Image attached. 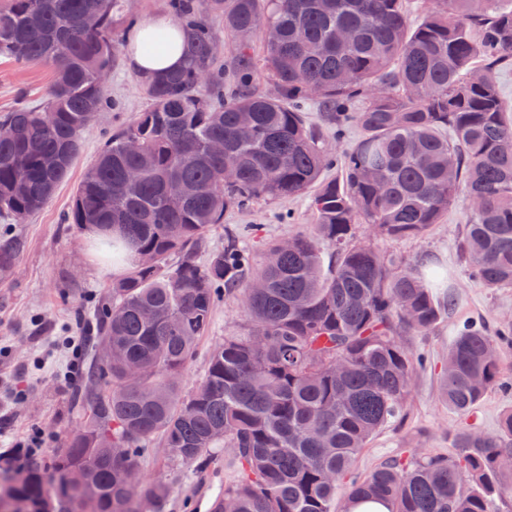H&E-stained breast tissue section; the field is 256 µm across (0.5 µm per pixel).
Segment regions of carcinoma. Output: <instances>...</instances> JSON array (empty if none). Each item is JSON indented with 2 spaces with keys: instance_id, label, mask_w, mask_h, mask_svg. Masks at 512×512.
<instances>
[{
  "instance_id": "obj_1",
  "label": "carcinoma",
  "mask_w": 512,
  "mask_h": 512,
  "mask_svg": "<svg viewBox=\"0 0 512 512\" xmlns=\"http://www.w3.org/2000/svg\"><path fill=\"white\" fill-rule=\"evenodd\" d=\"M124 2L0 0V59L53 69L44 101L0 114V220L41 210L82 131L112 110L104 81L124 43ZM409 2L167 0L186 63L142 81L151 107L108 138L67 215L112 237L131 272L112 284L111 302L80 316L101 341L74 396L79 421L51 467L20 469L0 454V512H146L168 489L129 474L155 440L198 470L233 449V480L213 512H351L376 501L389 512H498L512 493V411L495 433L456 434L452 454L415 452L354 472L370 440L403 418L424 365L394 333L423 335L451 308L409 260L356 243L355 225L418 236L463 203L469 275L512 288V107L496 81L512 61V0H428L416 26ZM217 18L237 54L227 85ZM268 27L272 96L253 86L254 41ZM311 103L336 140L360 131L342 159L307 126ZM305 194L315 224L290 248L268 244L258 264L250 230L232 227L210 248L226 212ZM144 254L153 262L141 264ZM16 256L14 242L0 243V276ZM222 296L237 301L249 332L224 337L186 395L175 378ZM511 335L508 321L459 331L440 384L448 410L464 415L490 389L509 388L496 346Z\"/></svg>"
}]
</instances>
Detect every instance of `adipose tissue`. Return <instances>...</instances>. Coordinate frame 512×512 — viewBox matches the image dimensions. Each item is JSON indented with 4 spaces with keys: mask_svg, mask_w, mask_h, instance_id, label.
Instances as JSON below:
<instances>
[{
    "mask_svg": "<svg viewBox=\"0 0 512 512\" xmlns=\"http://www.w3.org/2000/svg\"><path fill=\"white\" fill-rule=\"evenodd\" d=\"M167 29L172 35L173 45L169 51L157 56L142 52V39L155 29ZM127 56L130 66L141 76L151 78L159 74L178 70L184 59V34L177 20L168 14L149 16L138 20L132 32L126 37Z\"/></svg>",
    "mask_w": 512,
    "mask_h": 512,
    "instance_id": "ef3b65f1",
    "label": "adipose tissue"
}]
</instances>
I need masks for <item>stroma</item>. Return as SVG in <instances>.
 I'll use <instances>...</instances> for the list:
<instances>
[{
  "label": "stroma",
  "instance_id": "obj_1",
  "mask_svg": "<svg viewBox=\"0 0 512 512\" xmlns=\"http://www.w3.org/2000/svg\"><path fill=\"white\" fill-rule=\"evenodd\" d=\"M51 80L49 64L24 67L1 61L0 112L24 100L42 101ZM106 92L118 102V109L103 113L83 133L81 150L48 204L23 222L0 223V238L12 237L20 245L11 275L0 279V451L19 448L36 431L44 438L37 458L50 459L62 448L67 428L79 416L71 402L78 362L71 344L81 336L77 314L110 296L113 282L125 275L104 260L87 231L64 221L79 182L104 143L151 105L138 74L122 54L116 58ZM466 220V207L458 204L418 237L390 239L364 225L356 230L357 242L380 253H400L423 271L443 268L447 284L438 294L453 300L447 317L427 334H399V342L424 356L427 364L413 379L403 422L385 427L370 441L357 458V473H368L393 458H407L415 448L448 454L458 431L494 432L503 414L512 410V392L497 387L464 416L448 410L440 400L443 362L459 328L468 322L494 327L512 321V288L492 291L468 275L458 247ZM313 222L306 198L284 197L228 214L211 228L209 238L212 246L219 247L225 228L253 224L257 231L249 243L257 247L305 232ZM243 330L237 302L220 300L211 329L180 381L183 393H190L204 376L210 350L225 336ZM138 467L146 483L169 489L168 497L150 505L149 512H211L233 477L226 466L201 473L174 463L163 448L146 449Z\"/></svg>",
  "mask_w": 512,
  "mask_h": 512
}]
</instances>
